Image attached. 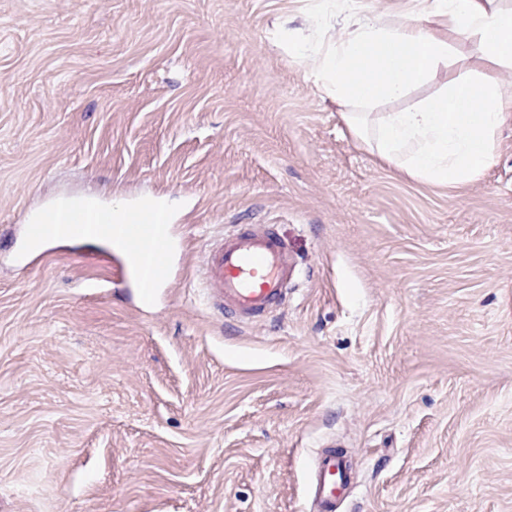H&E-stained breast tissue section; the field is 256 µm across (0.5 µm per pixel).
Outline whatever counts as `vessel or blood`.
I'll return each mask as SVG.
<instances>
[{
    "mask_svg": "<svg viewBox=\"0 0 512 512\" xmlns=\"http://www.w3.org/2000/svg\"><path fill=\"white\" fill-rule=\"evenodd\" d=\"M93 237L111 243L112 257L129 278L142 303L173 278L176 227L156 204L133 207L121 220L111 210L89 207L78 197L57 199L52 208L23 225L16 262L30 263L50 242ZM297 270L286 242L267 225L253 224L208 239L201 276L212 308L242 324L257 322L280 303ZM353 462L334 447L320 449L315 466V512H336L337 499H348Z\"/></svg>",
    "mask_w": 512,
    "mask_h": 512,
    "instance_id": "1",
    "label": "vessel or blood"
}]
</instances>
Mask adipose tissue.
I'll return each instance as SVG.
<instances>
[{
	"label": "adipose tissue",
	"instance_id": "1",
	"mask_svg": "<svg viewBox=\"0 0 512 512\" xmlns=\"http://www.w3.org/2000/svg\"><path fill=\"white\" fill-rule=\"evenodd\" d=\"M432 15L447 17L481 60L512 65L511 7L499 0H431L425 11L407 14L398 26L389 28L369 17L349 38L315 48L316 85L350 101L403 96L447 62L451 52L447 37L429 28Z\"/></svg>",
	"mask_w": 512,
	"mask_h": 512
}]
</instances>
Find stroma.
<instances>
[{
    "mask_svg": "<svg viewBox=\"0 0 512 512\" xmlns=\"http://www.w3.org/2000/svg\"><path fill=\"white\" fill-rule=\"evenodd\" d=\"M422 0H0V512H306L328 442L355 512H512V112L478 178L382 163L289 46ZM453 47L368 118L512 66ZM163 202L182 237L150 307L112 253L11 259L60 196ZM273 225L299 264L265 320L208 309L209 238Z\"/></svg>",
    "mask_w": 512,
    "mask_h": 512,
    "instance_id": "stroma-1",
    "label": "stroma"
}]
</instances>
